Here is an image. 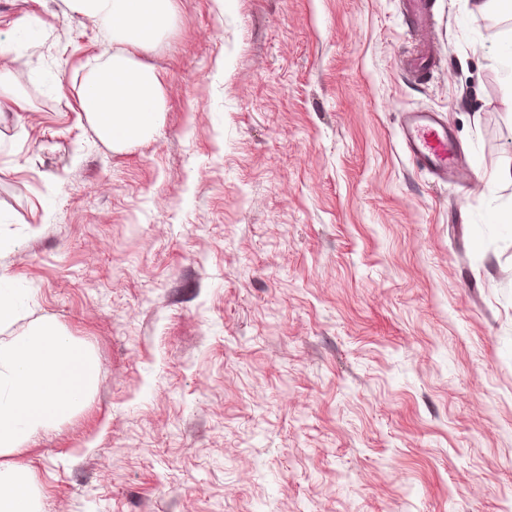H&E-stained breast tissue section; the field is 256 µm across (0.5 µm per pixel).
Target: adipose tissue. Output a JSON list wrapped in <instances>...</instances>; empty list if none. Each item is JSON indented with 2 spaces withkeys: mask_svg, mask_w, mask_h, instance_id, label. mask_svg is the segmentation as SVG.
<instances>
[{
  "mask_svg": "<svg viewBox=\"0 0 512 512\" xmlns=\"http://www.w3.org/2000/svg\"><path fill=\"white\" fill-rule=\"evenodd\" d=\"M68 2L73 13L112 36L114 49L85 74L78 104L98 136L124 150L148 138L164 110L162 80L141 56L173 27L175 0ZM93 383L87 350L53 322H38L0 346V454L71 416ZM0 512H40L25 466L0 469Z\"/></svg>",
  "mask_w": 512,
  "mask_h": 512,
  "instance_id": "adipose-tissue-1",
  "label": "adipose tissue"
}]
</instances>
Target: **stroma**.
<instances>
[{"label":"stroma","mask_w":512,"mask_h":512,"mask_svg":"<svg viewBox=\"0 0 512 512\" xmlns=\"http://www.w3.org/2000/svg\"><path fill=\"white\" fill-rule=\"evenodd\" d=\"M471 3L428 0L418 79L402 0H177L115 151L78 106L111 37L0 0V345L51 320L95 367L0 456L41 512H512V19ZM420 110L473 180L410 158Z\"/></svg>","instance_id":"stroma-1"}]
</instances>
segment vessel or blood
<instances>
[{
    "mask_svg": "<svg viewBox=\"0 0 512 512\" xmlns=\"http://www.w3.org/2000/svg\"><path fill=\"white\" fill-rule=\"evenodd\" d=\"M404 133L408 152L422 167L441 179L459 174L455 144L439 113H407Z\"/></svg>",
    "mask_w": 512,
    "mask_h": 512,
    "instance_id": "obj_1",
    "label": "vessel or blood"
}]
</instances>
